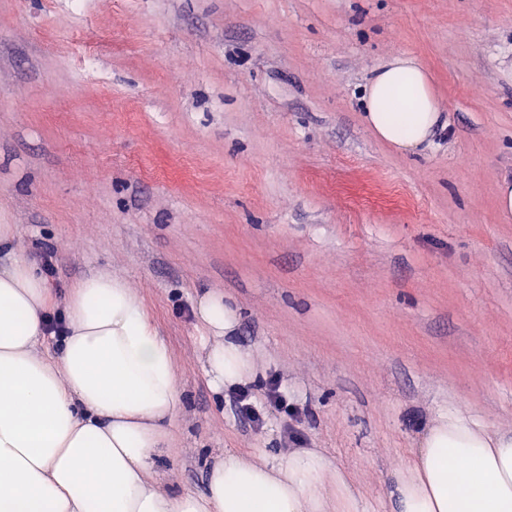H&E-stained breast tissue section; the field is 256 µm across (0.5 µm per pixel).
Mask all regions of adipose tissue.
<instances>
[{"label": "adipose tissue", "instance_id": "adipose-tissue-1", "mask_svg": "<svg viewBox=\"0 0 512 512\" xmlns=\"http://www.w3.org/2000/svg\"><path fill=\"white\" fill-rule=\"evenodd\" d=\"M402 87L412 111H387ZM365 118L379 139L417 149L441 120L428 72L395 57L368 87ZM57 312L59 352H40ZM196 316L212 389L255 382L232 307L205 294ZM181 408L173 355L122 278L92 274L59 300L26 260L0 267V512H360L344 469L316 448L274 463L226 454L201 495L149 481ZM389 495L392 512H512V435L441 416Z\"/></svg>", "mask_w": 512, "mask_h": 512}]
</instances>
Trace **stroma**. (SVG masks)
<instances>
[{
	"instance_id": "obj_1",
	"label": "stroma",
	"mask_w": 512,
	"mask_h": 512,
	"mask_svg": "<svg viewBox=\"0 0 512 512\" xmlns=\"http://www.w3.org/2000/svg\"><path fill=\"white\" fill-rule=\"evenodd\" d=\"M400 55L445 121L414 151L365 121ZM506 181L512 0H0V224L58 295L121 277L169 345L163 488L205 492L231 451L280 460L291 427L389 512L440 415L511 434ZM205 293L290 412L256 427L208 385Z\"/></svg>"
}]
</instances>
